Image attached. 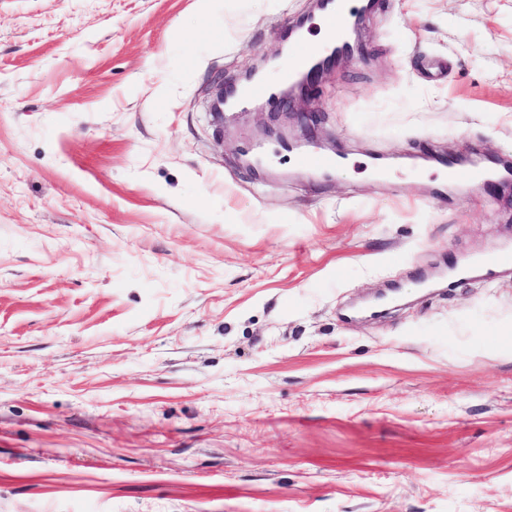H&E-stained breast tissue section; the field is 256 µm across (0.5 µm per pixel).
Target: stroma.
<instances>
[{
  "mask_svg": "<svg viewBox=\"0 0 512 512\" xmlns=\"http://www.w3.org/2000/svg\"><path fill=\"white\" fill-rule=\"evenodd\" d=\"M311 0H0V512H512V0H377L299 108L217 117ZM275 126L333 178L239 150ZM397 287L403 306L349 311ZM296 163L306 170L316 172L334 171L340 166L337 157L317 153L302 154L297 157ZM445 176L448 182L466 181L475 185H484L489 180L487 173L481 169L474 167L460 169L455 164H448Z\"/></svg>",
  "mask_w": 512,
  "mask_h": 512,
  "instance_id": "35a3bbf8",
  "label": "stroma"
}]
</instances>
